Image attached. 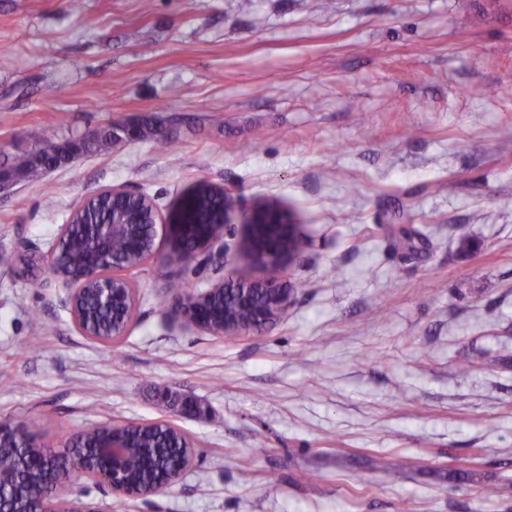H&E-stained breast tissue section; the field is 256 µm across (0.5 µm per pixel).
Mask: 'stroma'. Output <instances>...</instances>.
<instances>
[{"instance_id": "obj_1", "label": "stroma", "mask_w": 512, "mask_h": 512, "mask_svg": "<svg viewBox=\"0 0 512 512\" xmlns=\"http://www.w3.org/2000/svg\"><path fill=\"white\" fill-rule=\"evenodd\" d=\"M72 1L0 0V163L133 120L174 146L123 136L0 192V421L192 439L162 492L81 480L97 512H512V0ZM201 180L297 214L287 313L187 329L169 303L217 276L161 235L126 335L83 336L44 260L70 213L123 187L166 217Z\"/></svg>"}]
</instances>
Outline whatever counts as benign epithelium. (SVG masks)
Returning <instances> with one entry per match:
<instances>
[{"label": "benign epithelium", "instance_id": "benign-epithelium-1", "mask_svg": "<svg viewBox=\"0 0 512 512\" xmlns=\"http://www.w3.org/2000/svg\"><path fill=\"white\" fill-rule=\"evenodd\" d=\"M224 193V213L219 222L224 224V236L231 237V225L240 222L249 228L246 239L234 243V247L224 244L213 251L220 238L212 234H202L194 240L193 249L185 251L180 242L189 225L196 223V191L187 193L168 221H163L156 206H151L153 223L159 224L171 242L170 258L180 264L196 261L205 256L212 262L225 264L229 250L244 252L251 262L265 269L267 263L277 262L286 269L300 256L305 238L297 224L295 215L279 204L270 206L256 202L243 211L234 198L220 186H214ZM141 216L129 217L121 212L112 214L110 224H92L89 235L98 244L97 253L73 271L63 275L62 281L68 288L65 304L72 322L87 338L100 342H110L123 337L132 324L136 309V292L127 272L155 258L158 247L144 249L137 231ZM123 237L129 245L131 262L120 268L109 266L101 255L106 252L109 236ZM243 286L239 290L240 308L243 315H233L226 311L217 312V305L229 288ZM293 289L287 287L282 277L251 278L246 275L222 277L204 292H180L171 303L173 318L183 321L188 327L203 331L211 336H242L269 325L284 315L292 302ZM116 432L101 437L95 453L90 456H74L70 451L39 450L41 438L33 432H25L17 425L0 422V452L17 447L16 441L25 437L35 451L20 458V469L30 474L47 472L52 481L27 482L20 490L22 506L3 507L0 512H94L79 498L71 496L70 486L76 475L85 477L112 493L124 497H145L160 492L175 484L193 461L194 449L159 464L158 477L149 483H142L131 477L128 466L130 445L124 431H136L139 424L112 425Z\"/></svg>", "mask_w": 512, "mask_h": 512}]
</instances>
